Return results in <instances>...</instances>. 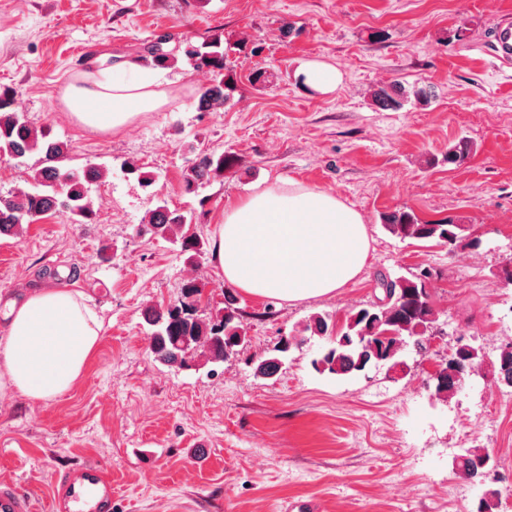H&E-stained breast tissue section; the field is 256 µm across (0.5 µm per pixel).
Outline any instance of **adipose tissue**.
Listing matches in <instances>:
<instances>
[{"mask_svg": "<svg viewBox=\"0 0 512 512\" xmlns=\"http://www.w3.org/2000/svg\"><path fill=\"white\" fill-rule=\"evenodd\" d=\"M61 101L93 132H120L169 101L158 77L100 75L68 84ZM370 254L364 218L328 190L279 179L227 201L212 232L211 262L225 285L254 299L296 303L354 282ZM0 335V396L50 403L84 376L102 336L99 316L63 285L9 301Z\"/></svg>", "mask_w": 512, "mask_h": 512, "instance_id": "ef3b65f1", "label": "adipose tissue"}]
</instances>
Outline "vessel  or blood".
I'll return each instance as SVG.
<instances>
[{
    "instance_id": "vessel-or-blood-1",
    "label": "vessel or blood",
    "mask_w": 512,
    "mask_h": 512,
    "mask_svg": "<svg viewBox=\"0 0 512 512\" xmlns=\"http://www.w3.org/2000/svg\"><path fill=\"white\" fill-rule=\"evenodd\" d=\"M490 53L512 59V25L501 27ZM111 472L101 464L86 463L64 469L55 478L50 512H113ZM0 512H32L31 500L20 483H0Z\"/></svg>"
}]
</instances>
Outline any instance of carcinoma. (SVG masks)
Masks as SVG:
<instances>
[{
    "label": "carcinoma",
    "instance_id": "carcinoma-1",
    "mask_svg": "<svg viewBox=\"0 0 512 512\" xmlns=\"http://www.w3.org/2000/svg\"><path fill=\"white\" fill-rule=\"evenodd\" d=\"M184 55L190 64L211 74V83L200 94L197 110L216 112L230 100L237 76L230 59V48L224 40L214 37L199 45L187 44ZM405 86L393 83L378 87L373 93L374 105L380 110H400L408 102ZM473 145L460 139L448 147V163L470 157ZM36 154L37 165L28 168V187L9 197H0V237H18L24 227L37 223L49 214H62L71 224H87L94 215V200L90 185L102 181L108 169L88 164L82 168L61 165L68 154L66 143L50 137V131L33 125L17 110L13 91H0V158L17 163ZM236 157L230 152L197 156L184 168L183 189L194 194L213 178L234 167ZM126 174L136 177L142 187L155 182L153 174L135 161L123 163ZM383 227L401 240H435L448 245L461 242L465 235L448 221L421 222L408 210H396L381 216ZM192 213L170 207L165 200H156L140 224L138 233H150L172 243L194 260L205 254L204 242L189 233ZM431 281L417 274L394 276L387 271L375 274V285L382 296L369 305L350 310L339 332H334L326 317L313 314L299 324L287 340L278 343L276 351L285 355L318 337L324 340L313 369L337 377L357 375L371 367L391 364L401 353L399 345L416 344L427 353L425 338L433 335L438 313L431 301L428 286ZM201 290L195 280L181 286L178 303L164 309L145 308L143 317L149 325V349L155 358L168 367L190 368L196 359L215 363L229 349L246 340V330L236 307V296L224 291V311L201 317L198 314ZM480 364L479 350L468 342L454 349L438 376L434 378V397L446 401L458 391L461 368ZM254 374L268 378L279 371L277 357L252 361ZM498 375L505 386L512 388V347H503L497 359ZM489 453L473 447L461 455L455 473L468 481L480 472H490ZM500 491L486 489L479 499L477 512H499Z\"/></svg>",
    "mask_w": 512,
    "mask_h": 512
}]
</instances>
